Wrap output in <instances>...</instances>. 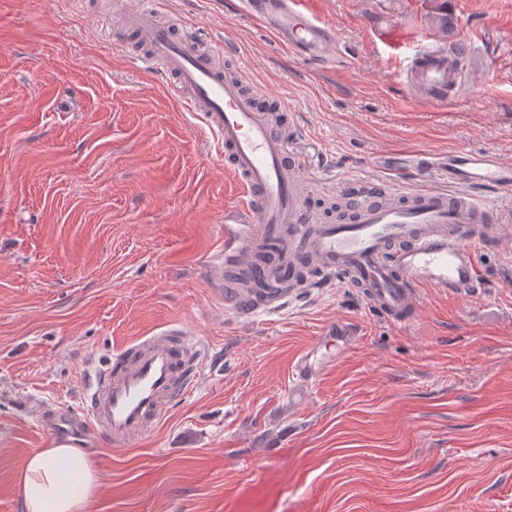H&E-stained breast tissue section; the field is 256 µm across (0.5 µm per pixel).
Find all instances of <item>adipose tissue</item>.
<instances>
[{"label":"adipose tissue","mask_w":512,"mask_h":512,"mask_svg":"<svg viewBox=\"0 0 512 512\" xmlns=\"http://www.w3.org/2000/svg\"><path fill=\"white\" fill-rule=\"evenodd\" d=\"M97 487L92 459L70 445L32 452L19 473L24 512H89Z\"/></svg>","instance_id":"obj_1"}]
</instances>
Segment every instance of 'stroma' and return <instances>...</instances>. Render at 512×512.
<instances>
[{
    "label": "stroma",
    "mask_w": 512,
    "mask_h": 512,
    "mask_svg": "<svg viewBox=\"0 0 512 512\" xmlns=\"http://www.w3.org/2000/svg\"><path fill=\"white\" fill-rule=\"evenodd\" d=\"M123 0H0V512H23L20 468L52 440L42 413H82L86 373L180 322L221 354L134 447H89L92 512H512V240L482 250L476 298L423 289L395 326L354 290L300 294L238 318L204 270L241 187L212 138L114 38ZM342 67L316 71L217 0H169L186 34L232 44L288 102L306 202L329 212L368 180L422 189L458 150L512 162V0H315ZM460 44L470 69L443 103L402 74ZM420 172H402L406 155ZM356 340L303 398L296 357L337 323Z\"/></svg>",
    "instance_id": "obj_1"
}]
</instances>
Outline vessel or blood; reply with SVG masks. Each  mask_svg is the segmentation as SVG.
<instances>
[{
    "label": "vessel or blood",
    "mask_w": 512,
    "mask_h": 512,
    "mask_svg": "<svg viewBox=\"0 0 512 512\" xmlns=\"http://www.w3.org/2000/svg\"><path fill=\"white\" fill-rule=\"evenodd\" d=\"M165 3L140 0L126 12L124 29L147 50L136 65L160 75L168 93L210 133L245 193L244 202L224 214L221 262L206 269L226 310L242 318L277 311L290 296L281 280L286 268L304 274L307 288L354 289L401 326L415 319L422 289L466 297L483 292L476 249L511 237L512 226L504 224L494 201L474 197L469 188L511 191V162L457 151L448 156V177L461 184L460 192L431 186L403 194L358 184L347 192L353 202L347 216L320 217L298 190L304 158L291 154L285 132L255 105L264 90L244 91L247 73L225 74L223 40L200 45L176 35L162 18ZM238 3L294 57L319 70L333 67L336 32L309 0ZM460 77V57L446 48L418 51L405 70L406 84L437 102L446 100ZM274 248L282 251V261L262 262ZM200 358L194 332L179 323L162 325L113 349L88 377L81 418L51 411L45 416L48 429L62 443L72 438L124 450L191 393L202 371ZM323 367L309 350L299 356L294 372L305 386Z\"/></svg>",
    "instance_id": "vessel-or-blood-1"
}]
</instances>
